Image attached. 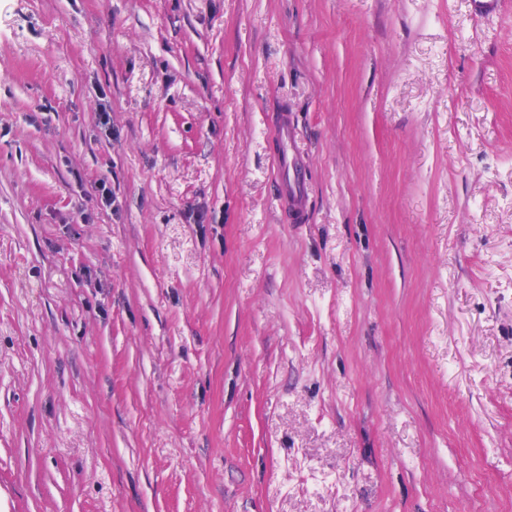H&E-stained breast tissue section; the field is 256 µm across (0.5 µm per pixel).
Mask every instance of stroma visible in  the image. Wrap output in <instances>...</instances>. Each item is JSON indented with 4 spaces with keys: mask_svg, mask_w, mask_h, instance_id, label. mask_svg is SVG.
<instances>
[{
    "mask_svg": "<svg viewBox=\"0 0 512 512\" xmlns=\"http://www.w3.org/2000/svg\"><path fill=\"white\" fill-rule=\"evenodd\" d=\"M0 512H512V0H0ZM278 134L284 138L287 145L286 150L278 159V166L283 175L288 177V191L290 193V200L288 202V220L292 224H301L303 220L302 207L294 196L302 192V184L297 173V164L299 154L296 152L297 137L294 128H291L286 119H283L278 127ZM292 170V177L289 175V170Z\"/></svg>",
    "mask_w": 512,
    "mask_h": 512,
    "instance_id": "obj_1",
    "label": "stroma"
}]
</instances>
